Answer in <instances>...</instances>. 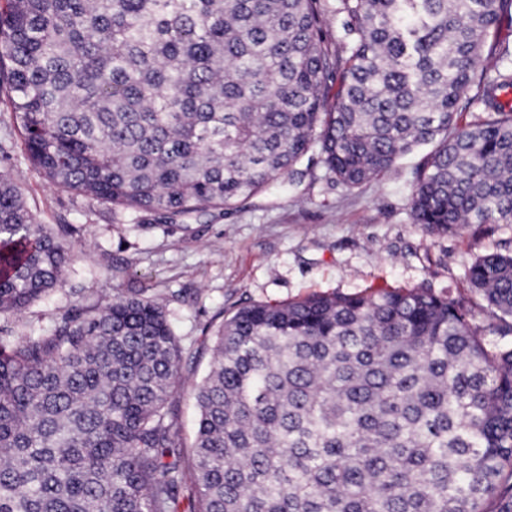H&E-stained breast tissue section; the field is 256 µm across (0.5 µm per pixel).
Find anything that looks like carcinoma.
<instances>
[{"instance_id":"1","label":"carcinoma","mask_w":512,"mask_h":512,"mask_svg":"<svg viewBox=\"0 0 512 512\" xmlns=\"http://www.w3.org/2000/svg\"><path fill=\"white\" fill-rule=\"evenodd\" d=\"M338 11L341 47L325 0H5L25 158L54 188L186 229L295 183L315 145L350 189L430 145L414 223L512 224V49L492 38L512 0ZM69 260L0 174V316ZM466 278L467 301L382 288L238 308L188 454L164 298L0 337V512H512V251ZM326 4L327 14L324 30L333 43H336L337 46H342L348 40L346 18L343 14L335 11L336 2L331 0L326 2Z\"/></svg>"}]
</instances>
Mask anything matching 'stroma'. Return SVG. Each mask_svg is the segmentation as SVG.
Here are the masks:
<instances>
[{
  "label": "stroma",
  "instance_id": "1",
  "mask_svg": "<svg viewBox=\"0 0 512 512\" xmlns=\"http://www.w3.org/2000/svg\"><path fill=\"white\" fill-rule=\"evenodd\" d=\"M427 147L389 172L349 189L317 152L300 167V185L275 186L238 208L189 228L55 189L26 161L19 129L0 82V172L71 257L62 281L19 318H0V336H37L78 305L103 304L144 288L164 297L183 357L173 402L182 443L191 446L194 387L204 375L212 333L233 309L286 302L312 293H358L370 287L426 288L470 297L466 271L477 256L512 249V224H471L445 234L412 221L410 198Z\"/></svg>",
  "mask_w": 512,
  "mask_h": 512
}]
</instances>
